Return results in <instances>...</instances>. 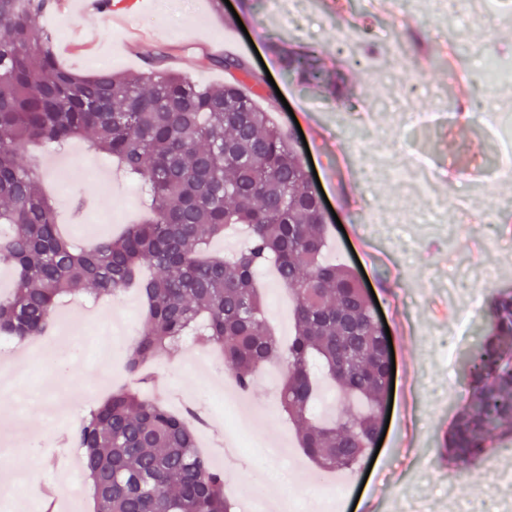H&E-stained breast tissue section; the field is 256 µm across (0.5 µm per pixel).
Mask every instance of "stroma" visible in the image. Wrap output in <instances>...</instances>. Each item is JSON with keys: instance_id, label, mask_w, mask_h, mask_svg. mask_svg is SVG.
<instances>
[{"instance_id": "obj_1", "label": "stroma", "mask_w": 512, "mask_h": 512, "mask_svg": "<svg viewBox=\"0 0 512 512\" xmlns=\"http://www.w3.org/2000/svg\"><path fill=\"white\" fill-rule=\"evenodd\" d=\"M294 0H154L131 14L129 29L158 34L148 53L183 57V74L200 84L224 82V69L210 59L212 44L230 36L224 19L238 14L256 51L246 57L253 71L268 69L272 79L259 92L270 104L269 116L282 127H301L321 190L340 220L331 229L328 256L360 272L372 289L387 323L395 357L393 405L386 435L370 473L323 474L300 449L294 427L281 413L276 396L283 368L265 370L257 393L237 400L233 417L224 413L225 373L220 363L196 359L193 347L179 349L161 363L176 392L173 409L198 406L207 424L199 445L212 465L223 469L224 454L211 445L213 431L243 439V466L225 484L235 501H251L263 490L279 512H315L327 499L325 483L356 484L350 512H369L371 501L384 512H512V441L465 467L449 464L441 444L466 394L464 363L487 326L489 302L512 287V189L496 180L502 153L511 141L512 85L488 83L481 71L485 57L512 56V0H493L490 11L471 14L457 37L448 35V0L433 12L418 13L412 25L399 20V0H306L302 21H294ZM60 43L58 58L74 72L99 66L112 71H144L145 59L126 60L116 51L118 37L106 30L94 52L68 50V38L104 28L102 16L73 8L42 20ZM352 40L355 53L373 49L371 67H348L336 50ZM408 57L431 52L429 67L417 73L413 92L384 73L390 50ZM317 56L329 73L343 80L344 96L334 87H303L283 72L286 51ZM432 116L428 125L409 128L398 106ZM418 154L431 163L434 185L412 193L383 170L391 158ZM44 182L61 210L73 196L84 198L76 235L92 240L120 231L141 209L139 183L117 180L103 156L74 141L67 154L45 153ZM472 199L462 211V199ZM136 291L121 298L103 296L60 307V326L46 339L61 347H80L74 362L30 358L29 347L0 357L9 370V390H0V421L11 422L20 437L0 452V486H6L9 512H28L39 501L40 483L61 487L62 512H93L85 471L57 453L59 434L76 426L83 411L129 383L124 354L105 359L91 352L102 329L121 326L130 343L143 321ZM281 443L290 457L279 460L281 478L267 479L264 446ZM38 479L28 480L30 468Z\"/></svg>"}]
</instances>
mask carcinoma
Returning <instances> with one entry per match:
<instances>
[{
  "mask_svg": "<svg viewBox=\"0 0 512 512\" xmlns=\"http://www.w3.org/2000/svg\"><path fill=\"white\" fill-rule=\"evenodd\" d=\"M46 2L0 0V263L17 272L12 294L0 299V335L41 336L62 299L83 290L118 296L136 285L145 316L129 348L130 373L188 337L220 350L224 372L246 394L279 363L278 401L304 453L322 470L356 472L383 430L391 350L355 273L325 259L328 225L293 136L235 77L202 86L169 70L73 74L40 24ZM213 62L253 78L239 57ZM285 68L308 86L328 78L310 54L289 55ZM76 139L142 184L146 222L84 245L61 234L32 148L65 151ZM236 227L246 232L236 253H209L212 240ZM270 264L293 302L286 346L267 327L256 287ZM487 318V336L466 358V404L446 448L462 463L512 431V289L497 292ZM315 362L339 396L328 421L311 416ZM197 419L140 387L117 389L89 409L71 440L90 472L96 512H235L224 473L197 448Z\"/></svg>",
  "mask_w": 512,
  "mask_h": 512,
  "instance_id": "1",
  "label": "carcinoma"
}]
</instances>
